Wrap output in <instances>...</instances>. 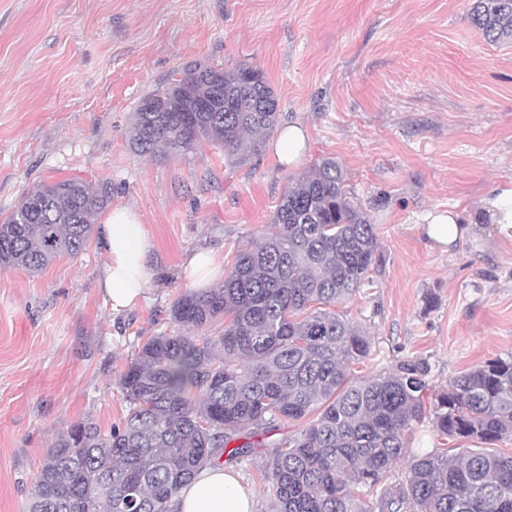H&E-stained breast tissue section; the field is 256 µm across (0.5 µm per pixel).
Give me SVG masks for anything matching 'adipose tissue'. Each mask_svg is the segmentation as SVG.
Masks as SVG:
<instances>
[{
	"mask_svg": "<svg viewBox=\"0 0 512 512\" xmlns=\"http://www.w3.org/2000/svg\"><path fill=\"white\" fill-rule=\"evenodd\" d=\"M97 245L106 260L99 276L100 291L113 311L139 302L157 276L149 255L152 241L135 208L116 206L97 226ZM254 492L241 486L223 466L203 468L172 502L173 512H251Z\"/></svg>",
	"mask_w": 512,
	"mask_h": 512,
	"instance_id": "ef3b65f1",
	"label": "adipose tissue"
}]
</instances>
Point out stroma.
<instances>
[{"label": "stroma", "mask_w": 512, "mask_h": 512, "mask_svg": "<svg viewBox=\"0 0 512 512\" xmlns=\"http://www.w3.org/2000/svg\"><path fill=\"white\" fill-rule=\"evenodd\" d=\"M469 0H0V217L39 181L112 184L134 207L161 272L136 307L113 312L97 288L104 255L89 241L30 274L0 268V512H27L58 434L82 420L122 421L119 378L138 345L176 331L170 309L190 283L185 254L224 268L263 233L291 176L336 160L376 227L370 283L336 305L368 331L359 376L423 358L430 390L512 355V235L481 201L512 181V44H488ZM250 63L278 100V125L301 126L291 166L271 148L231 166L219 145L166 159L135 156L142 97L187 65ZM476 216L461 244L427 238L429 216ZM416 425L406 459L450 447ZM270 451L224 458L276 512Z\"/></svg>", "instance_id": "35a3bbf8"}]
</instances>
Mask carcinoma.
<instances>
[{"label":"carcinoma","instance_id":"carcinoma-1","mask_svg":"<svg viewBox=\"0 0 512 512\" xmlns=\"http://www.w3.org/2000/svg\"><path fill=\"white\" fill-rule=\"evenodd\" d=\"M468 19L488 42H512V0H470ZM277 119L259 68L187 66L141 99L130 144L156 157L216 143L235 165L262 150ZM111 198L108 185L80 177L32 186L0 221V266L35 273L82 253ZM379 260L375 225L347 196L335 161L289 178L271 224L224 281L182 294L171 307L180 330L138 347L119 379L123 421L106 430L77 422L58 436L29 512H170L202 468L257 447L273 449L267 479L277 512H370L362 495L405 455L414 425L428 420L452 441L512 437V355L449 379L428 406L431 365L422 358L352 376L370 339L329 307L364 288ZM220 320L221 334H197ZM303 419L296 435L276 437L282 421ZM245 427L251 440L228 448ZM378 508L512 512V455L446 448L416 456Z\"/></svg>","mask_w":512,"mask_h":512}]
</instances>
